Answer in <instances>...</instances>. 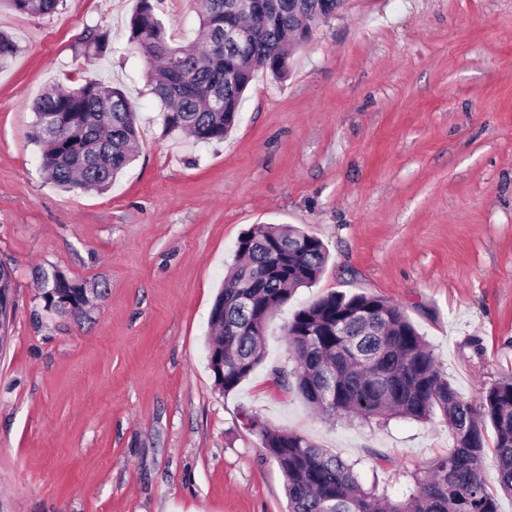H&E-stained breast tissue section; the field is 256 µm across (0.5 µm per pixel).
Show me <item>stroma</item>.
Returning a JSON list of instances; mask_svg holds the SVG:
<instances>
[{
  "mask_svg": "<svg viewBox=\"0 0 512 512\" xmlns=\"http://www.w3.org/2000/svg\"><path fill=\"white\" fill-rule=\"evenodd\" d=\"M134 0L0 10L19 46L0 68V263L14 319L0 346V512H287L259 420L357 462L375 449L392 497L447 452L440 418L387 425L316 415L272 390L292 369L283 326L327 293L399 305L460 395L512 377V0H345L290 59L257 71L224 142L165 132L148 64L128 42ZM191 42L196 0H162ZM117 51L98 67L135 101L139 155L112 189L47 180L32 103L76 85L87 28ZM290 224L329 251L316 285L268 322L263 365L217 390L208 321L238 239ZM85 286L75 315L46 310L42 272Z\"/></svg>",
  "mask_w": 512,
  "mask_h": 512,
  "instance_id": "stroma-1",
  "label": "stroma"
}]
</instances>
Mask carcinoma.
I'll return each mask as SVG.
<instances>
[{
    "instance_id": "1",
    "label": "carcinoma",
    "mask_w": 512,
    "mask_h": 512,
    "mask_svg": "<svg viewBox=\"0 0 512 512\" xmlns=\"http://www.w3.org/2000/svg\"><path fill=\"white\" fill-rule=\"evenodd\" d=\"M64 2L0 0L38 16L57 13ZM157 2L137 0L129 42L149 61L147 86L162 105L164 129L209 144L224 141L236 124L255 70L286 78L288 38L316 27L344 0H257L256 14L242 10V0H197L202 43L177 46L168 41ZM226 22L249 34L229 41ZM17 51L0 32V66ZM114 52L109 31L87 30L80 52L87 61ZM32 109V139L57 187L105 192L133 160L136 110L98 70L85 72L77 88L45 91ZM236 255L210 316L215 357L209 366L224 394L263 362L268 319L298 289L315 285L328 251L292 226L257 224L238 239ZM41 286L45 308L60 314L58 297L73 298L71 312L87 300L84 288L57 270ZM284 332L296 366L290 372L272 367L273 387L296 391L328 416L427 421L439 415L454 438L448 452L409 474L403 499L395 501L378 482L361 484L357 462L254 420L251 429L283 473L288 512H499L497 491L512 496V379L492 385L477 402L462 398L405 312L377 296L330 292L296 310Z\"/></svg>"
}]
</instances>
